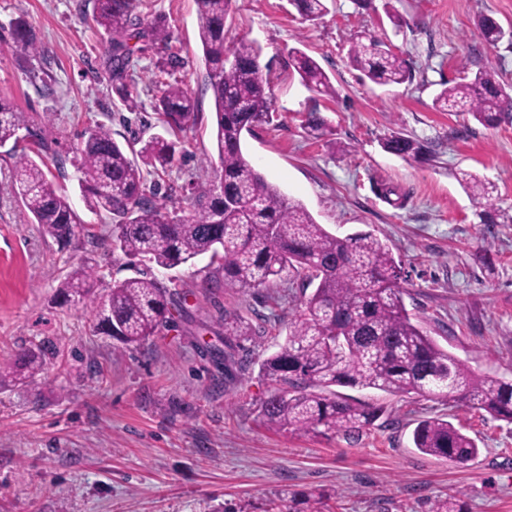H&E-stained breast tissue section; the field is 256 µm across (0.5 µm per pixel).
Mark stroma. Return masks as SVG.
<instances>
[{
  "label": "stroma",
  "mask_w": 512,
  "mask_h": 512,
  "mask_svg": "<svg viewBox=\"0 0 512 512\" xmlns=\"http://www.w3.org/2000/svg\"><path fill=\"white\" fill-rule=\"evenodd\" d=\"M93 0H0V96L27 116L50 115L41 134L61 164L48 176L77 210L85 204L71 146L90 125L116 139L159 132L155 82H181L202 119L180 139L183 171L219 169L205 86L195 0H148L145 21L160 18L180 64L160 53L135 54L131 76L143 92L127 108L108 82L112 37L93 20ZM396 11L402 28L387 17ZM512 27V0H332L311 23L289 0H232L228 38L261 49L271 78V123L245 135L242 150L289 198L332 233L368 232L386 244L402 274L407 310L470 371L512 380V224H486L457 180L468 170L494 183L497 207L512 211V124L487 128L441 112L434 99L461 73L491 71L512 85V43L478 36L481 16ZM25 21L42 54L12 49L11 28ZM383 39L412 69V83L381 87L350 62L357 36ZM312 56L335 96L306 87L289 64L291 48ZM334 128L333 140L310 137L307 113ZM400 132L423 142L415 161L384 151ZM13 158L0 148V362L46 347L51 367L29 386L0 390V512H282L289 499L323 494L325 512H427L456 495L465 512H512V423L467 407L415 395L338 388L379 417L355 443L329 432L300 435L268 428L259 402L272 389L259 363L282 342L302 290L282 288L272 305L263 288H214L209 257L171 271L184 293L180 313L143 345L124 348L104 335L92 308L58 297L56 286L84 259L97 265L105 295L134 276L109 237L112 227L86 213L72 242L44 236L8 191ZM387 183L402 203L378 193ZM487 251L491 268L477 255ZM248 320L255 334L240 344L248 370L224 379V314ZM442 417L474 438L465 465L413 448L418 420Z\"/></svg>",
  "instance_id": "stroma-1"
}]
</instances>
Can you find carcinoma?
<instances>
[{"label": "carcinoma", "instance_id": "carcinoma-1", "mask_svg": "<svg viewBox=\"0 0 512 512\" xmlns=\"http://www.w3.org/2000/svg\"><path fill=\"white\" fill-rule=\"evenodd\" d=\"M144 0H95L94 20L116 37L108 75L112 91L128 106L140 97L129 76L135 51L161 45L167 60H177L168 27L159 20L143 23L135 10ZM303 19L315 22L328 13L330 0H293ZM198 35L207 69L206 85L214 100L213 126L221 174L199 181L178 170L180 141L171 139L194 128L201 112L196 98L179 83H168L155 98L154 110L163 132L139 139L135 157L102 123L87 127L74 144L78 181L86 206L112 224V251L138 267L136 276L115 281L105 296L95 295L100 276L85 263L58 283L65 300L79 297L94 305L103 333L126 346H138L179 311L177 289L143 269L153 263L175 269L210 255L219 270L207 281L226 288H269L290 278L313 291L301 301L288 323L284 342L261 360L260 373L275 389L260 403L265 424L277 431L303 434L341 432L359 439L378 418L374 408L338 398L333 388L348 386L389 394H414L452 401L512 423V382L477 376L412 321L399 286L401 266L386 244L370 233L339 236L315 222L298 201L269 183L242 152L244 135L270 122V79L260 65L261 49L251 40L227 43L224 22L231 0H195ZM478 31L495 45L512 39L494 18L482 16ZM13 39L21 50L43 52L34 34L19 21ZM142 45L133 48L128 40ZM353 66L374 84L400 85L412 71L386 42L375 37L356 41L350 50ZM291 66L310 89L336 93L330 78L306 52L294 48ZM441 112L469 115L495 127L512 119V99L488 70L441 90L434 100ZM0 98V146L12 144L14 158L10 192L19 197L33 223L58 242L67 243L83 219L69 197L44 171L43 156L51 145ZM305 129L316 139L333 135L330 122L308 113ZM31 141L21 145L20 132ZM385 151L416 159L424 145L394 132L382 141ZM186 178L188 214L169 216L158 200L159 179ZM458 182L477 204L488 208L493 224H511L512 214L493 208L491 183L470 171ZM253 335L249 323L224 311V375L246 368L237 349ZM49 370L44 350H29L12 363L0 364V387L35 381ZM424 454L465 464L479 448L473 438L441 418L418 422L412 435ZM428 512H464L454 495L438 499Z\"/></svg>", "mask_w": 512, "mask_h": 512}]
</instances>
